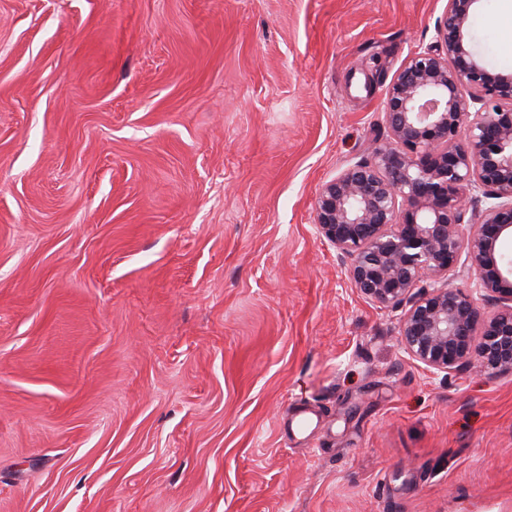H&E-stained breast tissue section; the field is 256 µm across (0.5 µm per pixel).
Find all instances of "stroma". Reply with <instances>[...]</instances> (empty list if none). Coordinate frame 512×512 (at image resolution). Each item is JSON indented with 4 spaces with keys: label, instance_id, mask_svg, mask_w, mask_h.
Listing matches in <instances>:
<instances>
[{
    "label": "stroma",
    "instance_id": "35a3bbf8",
    "mask_svg": "<svg viewBox=\"0 0 512 512\" xmlns=\"http://www.w3.org/2000/svg\"><path fill=\"white\" fill-rule=\"evenodd\" d=\"M445 5L0 0V512H512V373L313 227ZM471 34L512 71V0Z\"/></svg>",
    "mask_w": 512,
    "mask_h": 512
}]
</instances>
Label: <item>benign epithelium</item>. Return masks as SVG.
<instances>
[{
  "mask_svg": "<svg viewBox=\"0 0 512 512\" xmlns=\"http://www.w3.org/2000/svg\"><path fill=\"white\" fill-rule=\"evenodd\" d=\"M447 0L433 42L389 83V138L314 202V227L366 298L400 313L405 353L427 371L512 373V72L467 49L469 7ZM476 229L462 232L468 212ZM462 277L467 285L448 287ZM494 301L483 318L473 294Z\"/></svg>",
  "mask_w": 512,
  "mask_h": 512,
  "instance_id": "1",
  "label": "benign epithelium"
}]
</instances>
